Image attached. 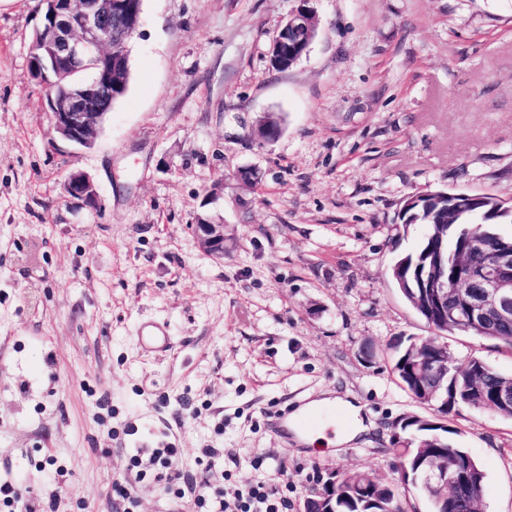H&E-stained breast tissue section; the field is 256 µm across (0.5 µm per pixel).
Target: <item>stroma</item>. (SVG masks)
<instances>
[{"instance_id":"obj_1","label":"stroma","mask_w":512,"mask_h":512,"mask_svg":"<svg viewBox=\"0 0 512 512\" xmlns=\"http://www.w3.org/2000/svg\"><path fill=\"white\" fill-rule=\"evenodd\" d=\"M296 4L143 0L128 90L76 148L30 71L40 0H0V483L42 512H117L116 482L136 512H197L156 475L167 446L227 501L260 483L303 512L325 470L391 478L392 424L432 417L391 372L395 337L432 334L388 273L426 232L398 213L430 190L512 197V0H311L316 38L277 71ZM74 167L98 209L66 197ZM201 218L223 225V258L199 248ZM145 323L167 349L139 345ZM447 343L512 374L511 350ZM336 397L374 430L333 448L271 424ZM448 426L486 475L482 512H512V420L463 407Z\"/></svg>"}]
</instances>
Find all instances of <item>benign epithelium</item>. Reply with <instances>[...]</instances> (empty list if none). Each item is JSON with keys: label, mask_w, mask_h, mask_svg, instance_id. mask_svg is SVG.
Returning a JSON list of instances; mask_svg holds the SVG:
<instances>
[{"label": "benign epithelium", "mask_w": 512, "mask_h": 512, "mask_svg": "<svg viewBox=\"0 0 512 512\" xmlns=\"http://www.w3.org/2000/svg\"><path fill=\"white\" fill-rule=\"evenodd\" d=\"M45 10L35 31L30 57L32 75L42 81L49 76L69 77L60 92L47 97L49 112L60 137L67 143L89 148L95 142L106 116L112 109V52L128 49L136 35L140 17L119 28L113 22L126 15L127 0H42ZM317 20L311 10L290 13L277 29L271 43L276 57L289 55L304 41L316 35ZM68 199L95 208L99 195L93 180L81 170L71 171L64 182ZM199 248L217 258L224 257V225L200 221L194 225ZM455 269V286L448 287V267ZM430 310V321L448 318L474 326L494 328L512 325V247L495 243L486 248L482 261L471 266L468 259L446 258L437 254L419 282ZM413 372L423 379L433 368L448 367V344L419 347L413 355ZM423 488L437 499H448V490L464 483L466 465L457 460L448 471V458L438 464L426 462ZM324 489L341 499L359 496L364 487L348 483L331 470L321 480Z\"/></svg>", "instance_id": "obj_1"}]
</instances>
